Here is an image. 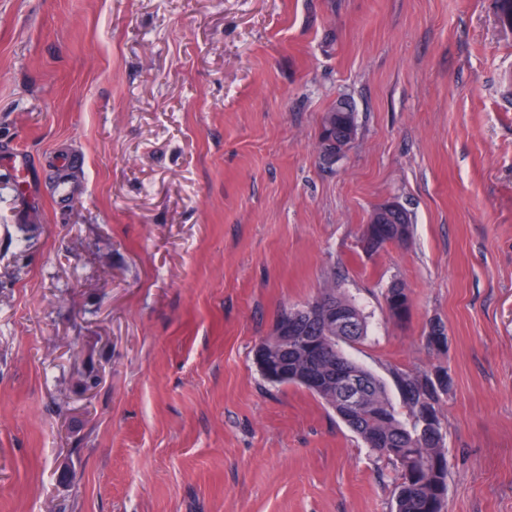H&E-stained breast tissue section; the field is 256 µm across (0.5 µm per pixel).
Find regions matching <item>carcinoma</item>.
<instances>
[{"mask_svg":"<svg viewBox=\"0 0 512 512\" xmlns=\"http://www.w3.org/2000/svg\"><path fill=\"white\" fill-rule=\"evenodd\" d=\"M343 116L331 107L321 118L318 135V149L325 148L324 133L333 126L336 142L344 144ZM412 216L398 206L395 211L375 210L366 225L364 237L374 234L378 240L370 250H377L392 242H404L409 234ZM320 296L342 309L350 310L355 318L354 329H336L326 326V309L318 312V318L309 327L318 346L306 351L295 343L288 344V350L271 343L268 351L273 353L272 361L288 367V377L282 384H297L330 406L337 414H343L339 404V374L346 372L358 377L365 389L369 405L358 415L344 420L380 457L396 467L398 483L395 492V512H446L448 457L442 427L425 433L420 431L418 413L426 405L438 410L440 395L448 390L450 381L436 384L433 375L404 374L398 377L397 386L404 406L408 409L412 423H404L390 400L384 383L369 370L351 360L342 345L361 342L367 336L368 324L363 311L345 292L336 287L326 288ZM385 305L390 316L401 321L408 317L410 304L403 284L393 282L385 291ZM309 375L322 378L320 385L305 383L302 377Z\"/></svg>","mask_w":512,"mask_h":512,"instance_id":"cac0c4a2","label":"carcinoma"}]
</instances>
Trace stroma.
<instances>
[{"label": "stroma", "mask_w": 512, "mask_h": 512, "mask_svg": "<svg viewBox=\"0 0 512 512\" xmlns=\"http://www.w3.org/2000/svg\"><path fill=\"white\" fill-rule=\"evenodd\" d=\"M391 201L409 239L364 249ZM333 285L400 418L397 374H449V512H512L499 0H0V512H391L394 467L255 363ZM341 110L336 112V106L331 107L327 112H325L321 118V127L318 135V151L326 148L325 146V137L324 133L327 130L328 125L331 123L333 126L334 137L331 138L330 148L327 149L321 156L322 160L326 162H334L336 161V157H339L341 154L336 153V142L341 145H346L348 142H344L345 134L343 129V119L344 117L341 115V112H350L351 105L349 103H343L340 106ZM406 291L403 284L393 282L388 286L384 294L386 308L390 316L397 321H401L409 315L410 304Z\"/></svg>", "instance_id": "stroma-1"}]
</instances>
